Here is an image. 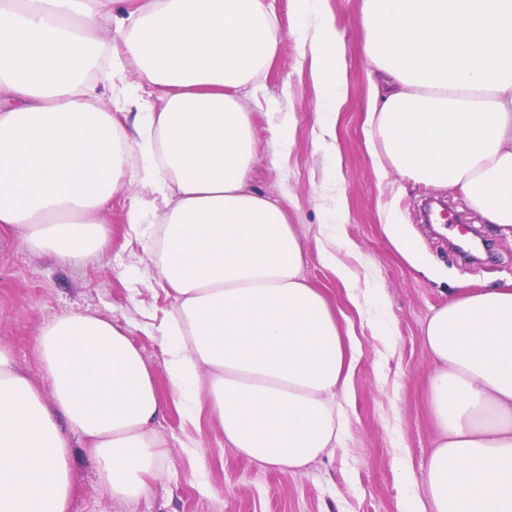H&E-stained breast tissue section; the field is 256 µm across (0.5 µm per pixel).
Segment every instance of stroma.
Here are the masks:
<instances>
[{
  "instance_id": "1",
  "label": "stroma",
  "mask_w": 512,
  "mask_h": 512,
  "mask_svg": "<svg viewBox=\"0 0 512 512\" xmlns=\"http://www.w3.org/2000/svg\"><path fill=\"white\" fill-rule=\"evenodd\" d=\"M272 5L280 46L264 76L267 100L242 98L256 138L252 186L286 202L288 221L305 243L306 278L350 328L356 360L341 401L349 419L347 445L304 472L285 473L226 448L208 417L187 418L169 388L167 346L157 331L173 300L159 285L142 242L126 235L128 200L151 202L157 195L134 183L112 204L105 252L82 264L62 263L30 250L16 233H0V346L11 349L33 384L49 389L34 347L41 328L79 311L126 328L166 403L157 431L169 456L151 495L112 499L77 445L70 512H398L404 484L397 464L409 462L414 480H421L435 437L426 390L434 363L421 342L424 323L449 292L463 295L512 282L511 235L484 223L462 192L401 174L381 142H370L366 112L375 65L364 52L363 0L325 3L343 39L346 101L324 131L319 82L291 35V2ZM270 101L294 120L290 142L269 130ZM430 199L464 215L488 250L474 261L463 258L456 249L461 225L421 219L420 207ZM391 214L412 240L415 261H407L387 236ZM339 267L349 271V282L336 276Z\"/></svg>"
}]
</instances>
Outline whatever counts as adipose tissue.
I'll return each mask as SVG.
<instances>
[{
    "mask_svg": "<svg viewBox=\"0 0 512 512\" xmlns=\"http://www.w3.org/2000/svg\"><path fill=\"white\" fill-rule=\"evenodd\" d=\"M321 2L292 0L293 34L335 112L342 37L304 24ZM364 18L392 165L512 227V0H364ZM279 44L269 0H0V229L78 264L106 248L124 185L154 188L171 390L225 447L294 474L342 447L352 363L283 204L250 185L238 93L263 92ZM422 343L436 438L399 512H512V287L449 295ZM35 349L46 396L0 347V512H69L76 437L112 497L149 496L166 404L125 329L66 313Z\"/></svg>",
    "mask_w": 512,
    "mask_h": 512,
    "instance_id": "1",
    "label": "adipose tissue"
}]
</instances>
